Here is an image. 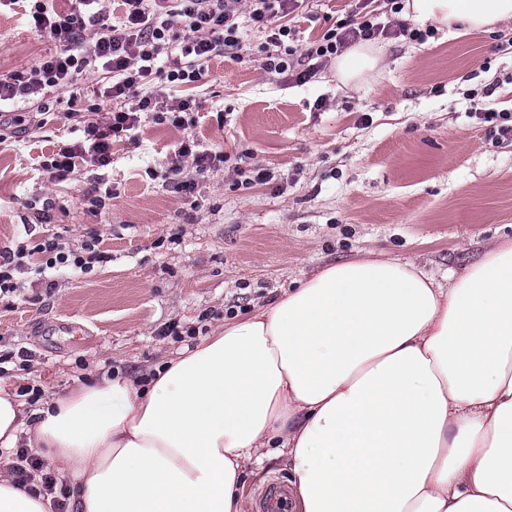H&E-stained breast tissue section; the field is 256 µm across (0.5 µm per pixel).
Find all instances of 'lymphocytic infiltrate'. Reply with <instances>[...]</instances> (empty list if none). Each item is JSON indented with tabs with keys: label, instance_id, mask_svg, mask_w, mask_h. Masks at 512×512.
<instances>
[{
	"label": "lymphocytic infiltrate",
	"instance_id": "1",
	"mask_svg": "<svg viewBox=\"0 0 512 512\" xmlns=\"http://www.w3.org/2000/svg\"><path fill=\"white\" fill-rule=\"evenodd\" d=\"M119 22H110L105 0H0L5 6L22 5L34 27L49 35L58 46L55 54L43 57L28 71L0 77V112L19 107L47 113L45 92L66 88L83 76L106 80L107 97L115 101L106 120L88 123L84 141L60 147L46 169L58 182L68 180L78 162L104 169L112 163V142L138 129L145 112L165 117L173 126H192V100L167 101L164 85L198 82L212 58L222 55L236 60L244 46L241 21L264 30L266 42L259 59L261 69L271 75L310 82L324 63L362 41L404 36L422 41L426 32L406 24L390 26L383 15L400 13L404 0H359L356 10L337 21L318 38L299 43L295 28L286 20L304 0H116ZM132 98L136 105L123 109L119 100ZM227 154L200 149L195 138H184L167 171L169 182L180 191H194L198 179L220 163ZM45 258L49 269L86 271L109 261L99 239L87 241L79 252L67 250L56 240H45L28 249L0 252V296L16 291L14 274L23 270L31 254ZM22 487L39 480L44 494L52 498V512H68L71 490L42 472L40 463L28 459L15 469Z\"/></svg>",
	"mask_w": 512,
	"mask_h": 512
}]
</instances>
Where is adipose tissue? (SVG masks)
<instances>
[{
    "label": "adipose tissue",
    "mask_w": 512,
    "mask_h": 512,
    "mask_svg": "<svg viewBox=\"0 0 512 512\" xmlns=\"http://www.w3.org/2000/svg\"><path fill=\"white\" fill-rule=\"evenodd\" d=\"M403 21L490 32L512 0H406ZM358 43L336 79H369ZM29 449L74 512H248L247 471L285 458L296 512H512V239L437 279L373 251L330 263L147 370L25 407L0 387V512Z\"/></svg>",
    "instance_id": "ef3b65f1"
}]
</instances>
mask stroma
<instances>
[{
	"instance_id": "obj_1",
	"label": "stroma",
	"mask_w": 512,
	"mask_h": 512,
	"mask_svg": "<svg viewBox=\"0 0 512 512\" xmlns=\"http://www.w3.org/2000/svg\"><path fill=\"white\" fill-rule=\"evenodd\" d=\"M354 4L319 0L294 24L305 39ZM264 41L247 30L241 60L215 57L200 82L166 91L195 99L200 145L231 157L193 195L165 180L183 130L150 112L136 137L113 144L108 168L50 178L44 157L84 136L65 112L95 123L110 108L90 80L50 93V113L27 115L0 143V251L53 237L76 250L94 234L111 256L86 273L55 271L49 290L32 255L20 290L0 298V385L22 402L154 365L362 251L440 278L476 262L486 240L512 237V142L489 138L470 104L488 88L486 107L512 113L511 24L382 39V71L356 89L337 83L331 63L304 85L266 74L253 60ZM56 49L25 16L0 11V75ZM257 160L274 182L240 187L237 168ZM98 179L113 191L101 208L82 195Z\"/></svg>"
}]
</instances>
